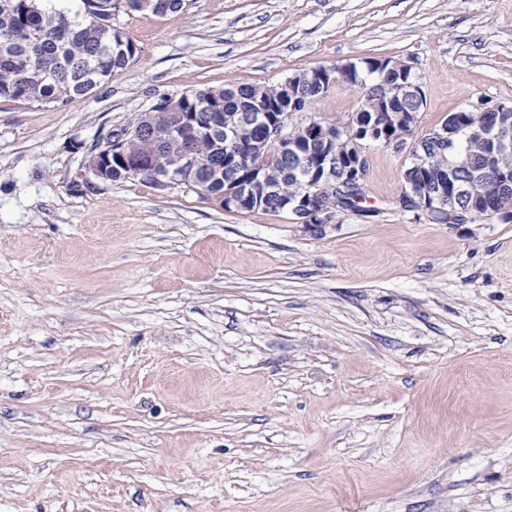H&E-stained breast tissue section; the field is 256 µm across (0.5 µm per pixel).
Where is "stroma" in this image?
I'll return each instance as SVG.
<instances>
[{"instance_id":"obj_1","label":"stroma","mask_w":512,"mask_h":512,"mask_svg":"<svg viewBox=\"0 0 512 512\" xmlns=\"http://www.w3.org/2000/svg\"><path fill=\"white\" fill-rule=\"evenodd\" d=\"M138 56L84 98H0V512H512V223L399 205L312 235L186 186L80 174L164 97L412 64L415 137L512 106V0H187L119 11ZM334 85L296 126L349 123ZM491 112H494V109H483L475 108L471 106V104H466L457 112L452 113L448 116V120H446L441 126H451L455 125L460 129L461 134L460 138H463V132L469 127H491L495 125L497 116H492Z\"/></svg>"}]
</instances>
